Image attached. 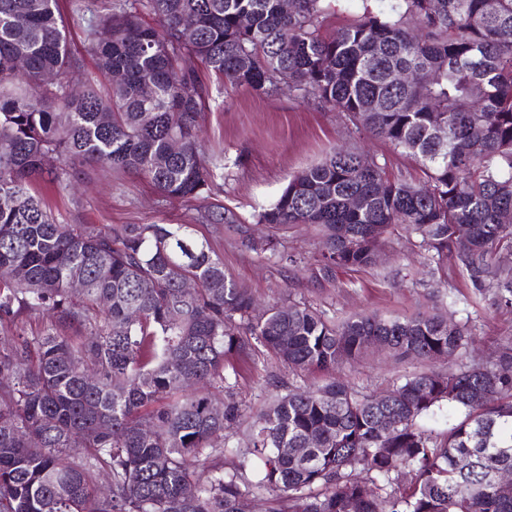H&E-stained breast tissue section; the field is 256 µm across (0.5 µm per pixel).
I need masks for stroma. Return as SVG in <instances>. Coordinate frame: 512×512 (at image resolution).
<instances>
[{
    "mask_svg": "<svg viewBox=\"0 0 512 512\" xmlns=\"http://www.w3.org/2000/svg\"><path fill=\"white\" fill-rule=\"evenodd\" d=\"M72 51L100 87L108 79L98 73L87 51V29L98 16L95 0H60ZM203 80L209 105L202 124V144L215 153L219 169L209 193L190 202L161 197L142 176L129 173L113 179L86 170L75 191H47V200L65 224H192L224 258V269L261 303H311L326 317L341 321L358 314L407 318L440 314L471 327V358L488 356L497 343L512 336V311L499 309L491 295L478 294L457 259L445 269L429 263L418 236L397 228L387 236L374 266L321 269L319 232L306 224L273 229L252 218L278 196L288 177L321 161L340 146H353L375 158L387 177L423 184L418 163L391 143L347 125L342 113L323 109L315 99L301 100L283 89L267 95L225 87L211 75ZM234 208L250 219V240L232 224H205L204 210L214 204ZM273 247H266V240ZM444 362L397 359L380 352L340 367L333 373H293L269 355L238 361L226 372V383L245 418L257 415L274 396L288 390L313 388L333 377L363 393L394 389L422 371H442Z\"/></svg>",
    "mask_w": 512,
    "mask_h": 512,
    "instance_id": "stroma-1",
    "label": "stroma"
}]
</instances>
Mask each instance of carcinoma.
I'll return each mask as SVG.
<instances>
[{"label": "carcinoma", "instance_id": "1", "mask_svg": "<svg viewBox=\"0 0 512 512\" xmlns=\"http://www.w3.org/2000/svg\"><path fill=\"white\" fill-rule=\"evenodd\" d=\"M139 2L110 0L90 27L104 92L82 76L59 0H0V323L47 319L0 348V512H252L256 500L263 512H512L495 484L512 470V339L482 367L463 360L469 328L442 315L336 323L310 303L259 310L192 225L62 224L32 186L45 175L65 191L90 167L140 174L164 198L203 197L217 165L201 146L209 94L195 57L233 88L313 95L426 171L421 186L392 181L341 147L289 175L256 223L318 228L327 272L373 265L404 225L512 309V0L492 11L397 0L332 29L330 0H298L291 14L280 0ZM404 69L436 78L404 84ZM204 219L249 236L230 208ZM376 343L426 361L456 350L460 362L383 394L297 388L234 446L215 442L240 417L233 401L213 414L231 360L262 347L295 372H326ZM444 404L448 429L427 433L419 421ZM228 449L242 458L231 472ZM195 464L209 468L204 486Z\"/></svg>", "mask_w": 512, "mask_h": 512}]
</instances>
